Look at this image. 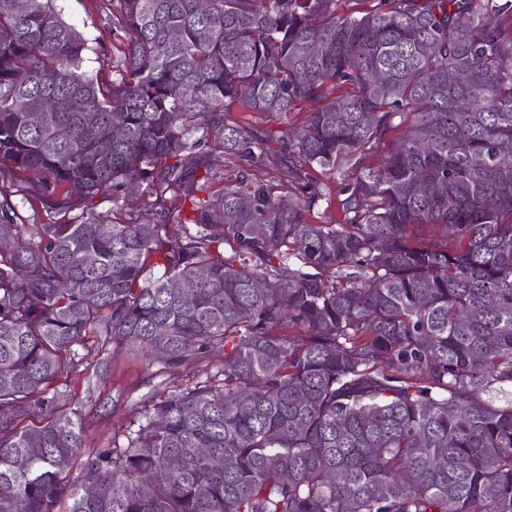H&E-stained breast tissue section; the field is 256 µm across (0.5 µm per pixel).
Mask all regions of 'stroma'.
<instances>
[{"label": "stroma", "instance_id": "obj_1", "mask_svg": "<svg viewBox=\"0 0 512 512\" xmlns=\"http://www.w3.org/2000/svg\"><path fill=\"white\" fill-rule=\"evenodd\" d=\"M63 19L86 40V70L109 81L125 58V42L117 35L112 14L100 0H57ZM153 197L147 183H140L131 206L112 197H96L92 205L78 203L71 215L82 219L87 213L128 219L131 207L150 209ZM176 379L152 377L142 360L127 351L106 348L92 353L76 370L62 374L49 388L57 409L80 406L84 415V451L92 453L124 442L123 430L130 413L149 399L171 392Z\"/></svg>", "mask_w": 512, "mask_h": 512}]
</instances>
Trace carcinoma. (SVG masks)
I'll return each instance as SVG.
<instances>
[{
    "instance_id": "cac0c4a2",
    "label": "carcinoma",
    "mask_w": 512,
    "mask_h": 512,
    "mask_svg": "<svg viewBox=\"0 0 512 512\" xmlns=\"http://www.w3.org/2000/svg\"><path fill=\"white\" fill-rule=\"evenodd\" d=\"M106 2L110 83L56 0H0V512H512V0ZM301 111L285 139L229 119ZM273 142L275 186L212 164ZM144 179L163 223L68 218ZM90 334L192 383L79 483L82 418L43 394ZM15 204L16 211L20 220L19 224H41L45 222V213L40 211L41 205L35 203L31 197L24 195L22 192L14 193L11 197Z\"/></svg>"
}]
</instances>
